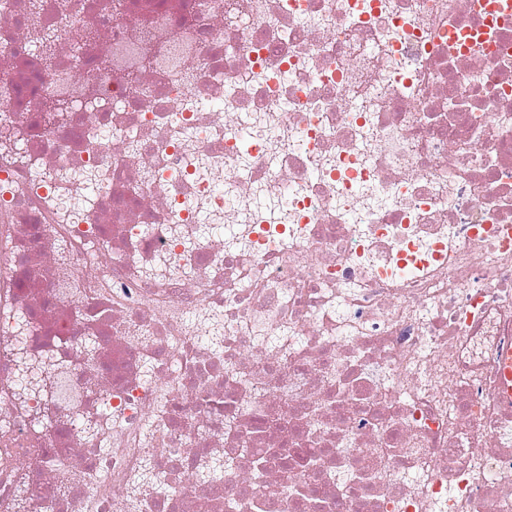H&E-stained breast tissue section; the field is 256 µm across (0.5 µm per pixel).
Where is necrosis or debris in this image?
I'll return each mask as SVG.
<instances>
[{
	"label": "necrosis or debris",
	"instance_id": "obj_1",
	"mask_svg": "<svg viewBox=\"0 0 512 512\" xmlns=\"http://www.w3.org/2000/svg\"><path fill=\"white\" fill-rule=\"evenodd\" d=\"M127 3L0 0V512H512V0Z\"/></svg>",
	"mask_w": 512,
	"mask_h": 512
}]
</instances>
